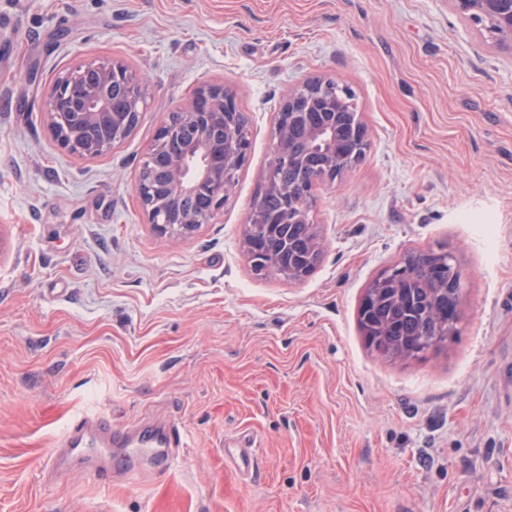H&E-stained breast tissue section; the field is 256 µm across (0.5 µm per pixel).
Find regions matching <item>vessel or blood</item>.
<instances>
[{
    "instance_id": "b4317fda",
    "label": "vessel or blood",
    "mask_w": 512,
    "mask_h": 512,
    "mask_svg": "<svg viewBox=\"0 0 512 512\" xmlns=\"http://www.w3.org/2000/svg\"><path fill=\"white\" fill-rule=\"evenodd\" d=\"M58 444L78 452L86 448L96 449L102 460L109 458L113 446L117 445L127 456H147L158 463L169 462L177 446L172 438L157 440L137 430L116 432L111 419L96 414L83 416L63 433Z\"/></svg>"
}]
</instances>
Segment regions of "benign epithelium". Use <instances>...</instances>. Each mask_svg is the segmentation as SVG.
Returning a JSON list of instances; mask_svg holds the SVG:
<instances>
[{"label": "benign epithelium", "mask_w": 512, "mask_h": 512, "mask_svg": "<svg viewBox=\"0 0 512 512\" xmlns=\"http://www.w3.org/2000/svg\"><path fill=\"white\" fill-rule=\"evenodd\" d=\"M463 12L481 20L494 21L504 41L512 45V0H455ZM120 89L124 101L131 105L128 112H118L113 92ZM328 81L315 79L288 92L277 120V136L273 157L290 152L288 124L296 116L308 111L317 100H324L325 109L339 112L344 107L340 100L323 99ZM145 81L131 71L124 62L112 60L90 62L83 67L59 76L45 91V109L48 125L59 148L82 158H96L112 149L131 126L132 118L141 111ZM234 93L222 85L205 84L197 87L188 105L169 115L159 128L146 157L153 159L166 151L172 137H182L186 146L180 153L166 156L167 178L163 182L155 176L139 178L135 191L141 208L156 232L161 236L188 237L209 223L224 208L229 192V179L239 169L247 144L242 137ZM311 148L324 157V168L336 170V129L320 127L311 135ZM314 184L299 185L288 215L276 224L268 219L265 228L278 230L280 225L312 220L305 200ZM308 259L293 241H286L283 256L273 265V273L298 279L305 276L302 261ZM448 253L423 281L427 291L434 295L448 288ZM399 271L383 272L373 287L367 289L361 305L366 309L381 297L393 294L400 299L407 289L416 287V280L408 277L402 283L391 279Z\"/></svg>", "instance_id": "benign-epithelium-1"}]
</instances>
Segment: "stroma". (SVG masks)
<instances>
[{"instance_id": "1", "label": "stroma", "mask_w": 512, "mask_h": 512, "mask_svg": "<svg viewBox=\"0 0 512 512\" xmlns=\"http://www.w3.org/2000/svg\"><path fill=\"white\" fill-rule=\"evenodd\" d=\"M94 59L148 86L87 159L44 92ZM314 78L355 92L370 147L314 188L315 271L260 278L244 226L283 99ZM203 84L235 94L247 160L208 224L162 237L135 185ZM438 247L457 334L369 348L366 288ZM90 413L181 445L164 467L56 466ZM0 512H512V46L454 0H0ZM448 253L450 252L445 250L441 254L444 259L438 262L437 266L429 273L428 278L420 282L419 285H427L429 288L426 289L431 295L448 288V300L458 303L462 292V284L458 271H456L455 276L449 271L448 262L453 259V254L450 253L451 255L448 258Z\"/></svg>"}]
</instances>
